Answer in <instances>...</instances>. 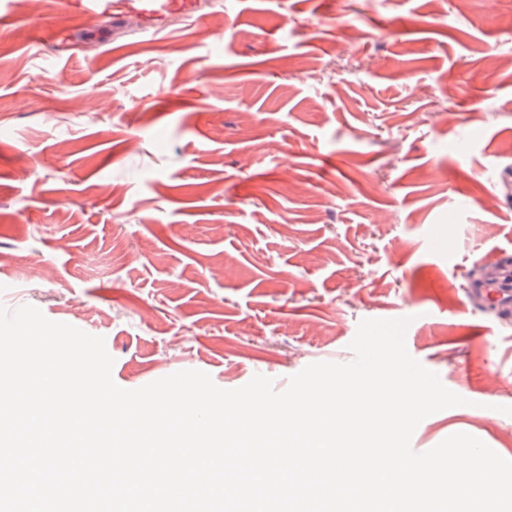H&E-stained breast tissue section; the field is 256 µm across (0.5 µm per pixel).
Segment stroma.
<instances>
[{
	"label": "stroma",
	"mask_w": 512,
	"mask_h": 512,
	"mask_svg": "<svg viewBox=\"0 0 512 512\" xmlns=\"http://www.w3.org/2000/svg\"><path fill=\"white\" fill-rule=\"evenodd\" d=\"M196 2L58 43L61 0H0V302L103 337L127 390L284 382L408 318L472 399L412 447L512 460V318L467 295L512 253V6Z\"/></svg>",
	"instance_id": "stroma-1"
}]
</instances>
